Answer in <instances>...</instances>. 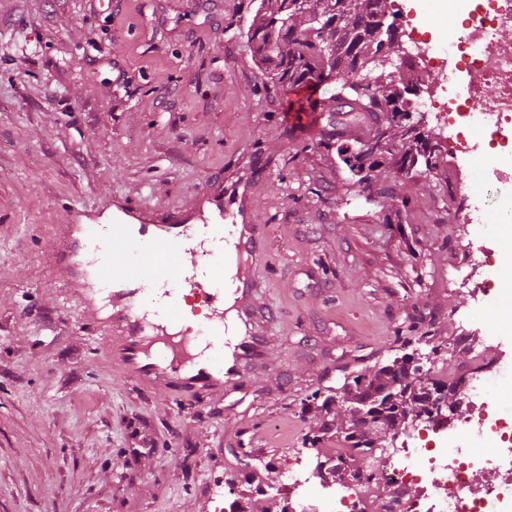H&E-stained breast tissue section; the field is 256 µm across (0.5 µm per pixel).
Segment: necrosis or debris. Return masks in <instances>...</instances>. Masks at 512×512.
Listing matches in <instances>:
<instances>
[{"label":"necrosis or debris","mask_w":512,"mask_h":512,"mask_svg":"<svg viewBox=\"0 0 512 512\" xmlns=\"http://www.w3.org/2000/svg\"><path fill=\"white\" fill-rule=\"evenodd\" d=\"M429 2L421 14L395 10L412 45L397 70L431 76L420 105L446 130L455 158L478 173L466 187L474 206L459 218L468 227L470 272L448 282L467 287L485 313L512 304V289L495 274L503 256L487 244L488 223L512 227V41L502 36L512 28V0ZM436 14L458 25L448 43L426 36ZM470 72L479 81L463 82ZM479 331L482 347L456 376L466 416L435 415L386 450L374 481L393 491L388 512H512V389L496 387L512 375V335L488 322ZM478 471L493 474V481L476 484ZM287 487L294 512H359L366 494L353 481L330 496L314 486L300 489L293 469Z\"/></svg>","instance_id":"1"}]
</instances>
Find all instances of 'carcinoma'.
<instances>
[{
  "instance_id": "obj_1",
  "label": "carcinoma",
  "mask_w": 512,
  "mask_h": 512,
  "mask_svg": "<svg viewBox=\"0 0 512 512\" xmlns=\"http://www.w3.org/2000/svg\"><path fill=\"white\" fill-rule=\"evenodd\" d=\"M389 0H259L246 33L257 65L264 78L285 93L304 87L311 88L336 82L331 101L332 111L342 112L336 120V151L341 161L358 181L368 179L392 154L387 132H382L358 144L345 139L351 122L362 118L380 127L402 129L410 136L414 147L400 156L401 170L418 173V166L435 168L441 159L438 145L420 131L422 119L416 125L402 122L412 111L405 97L414 85L412 80L394 78L384 70L374 74L379 63L375 56L382 49L392 50L397 29L391 19ZM403 383V390L412 402L425 406V393L417 380L404 373L403 364L395 358L370 374L353 373L344 378L340 387L350 425L343 429L352 460L374 455L378 441L389 426L390 416L373 418L372 426H359L362 419L375 412V404H384L393 385Z\"/></svg>"
}]
</instances>
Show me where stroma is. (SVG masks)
I'll list each match as a JSON object with an SVG mask.
<instances>
[{
  "mask_svg": "<svg viewBox=\"0 0 512 512\" xmlns=\"http://www.w3.org/2000/svg\"><path fill=\"white\" fill-rule=\"evenodd\" d=\"M254 11L0 0V512H281L276 473L348 452L309 443L344 421L321 403L348 373L427 353L447 380L469 362V299L448 286L466 241L448 218L470 171L426 121L437 169L352 180L328 118L320 145L286 123L241 36ZM216 180L267 227L266 360L220 399L159 394L113 364L51 254L70 209L160 211ZM257 448L271 470L252 483Z\"/></svg>",
  "mask_w": 512,
  "mask_h": 512,
  "instance_id": "35a3bbf8",
  "label": "stroma"
}]
</instances>
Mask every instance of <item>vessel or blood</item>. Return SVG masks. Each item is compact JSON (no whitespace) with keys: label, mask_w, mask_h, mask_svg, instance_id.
Returning <instances> with one entry per match:
<instances>
[{"label":"vessel or blood","mask_w":512,"mask_h":512,"mask_svg":"<svg viewBox=\"0 0 512 512\" xmlns=\"http://www.w3.org/2000/svg\"><path fill=\"white\" fill-rule=\"evenodd\" d=\"M111 226L70 224L54 256L57 276L80 306H95L93 286L105 292L111 313L101 319L112 358L144 387L180 395L223 396L266 353L268 311L255 300L256 271L267 257L264 225L242 224L216 183L189 208L163 213L113 204ZM237 257L229 259L226 244ZM206 308L198 333L205 354H191L179 329L183 293ZM232 307H225V297ZM244 332L228 337L227 310Z\"/></svg>","instance_id":"1"}]
</instances>
